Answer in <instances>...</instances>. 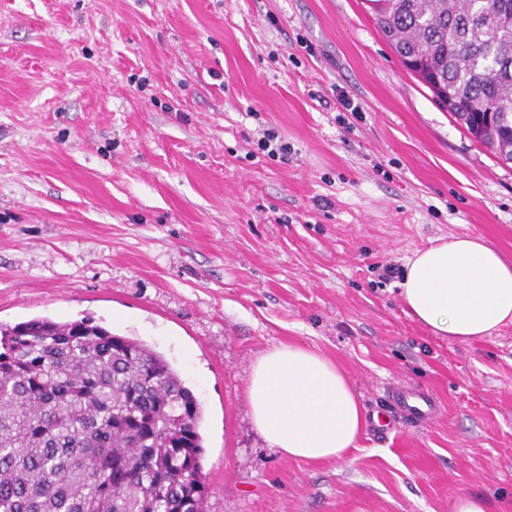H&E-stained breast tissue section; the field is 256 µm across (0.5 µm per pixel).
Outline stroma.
<instances>
[{"mask_svg": "<svg viewBox=\"0 0 512 512\" xmlns=\"http://www.w3.org/2000/svg\"><path fill=\"white\" fill-rule=\"evenodd\" d=\"M266 129L287 160L251 155ZM462 235L512 263V163L370 0H0V322L89 318L164 356L201 409L208 512H512V323L440 338L383 274ZM282 344L337 363L369 419L393 383L441 416L289 458L246 398ZM489 502L479 495H459L449 503V512H490Z\"/></svg>", "mask_w": 512, "mask_h": 512, "instance_id": "stroma-1", "label": "stroma"}]
</instances>
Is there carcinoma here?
<instances>
[{"label": "carcinoma", "mask_w": 512, "mask_h": 512, "mask_svg": "<svg viewBox=\"0 0 512 512\" xmlns=\"http://www.w3.org/2000/svg\"><path fill=\"white\" fill-rule=\"evenodd\" d=\"M404 66L512 156V0H371ZM201 411L170 363L88 319L0 323V512H207Z\"/></svg>", "instance_id": "obj_1"}]
</instances>
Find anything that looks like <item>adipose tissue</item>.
<instances>
[{
  "label": "adipose tissue",
  "mask_w": 512,
  "mask_h": 512,
  "mask_svg": "<svg viewBox=\"0 0 512 512\" xmlns=\"http://www.w3.org/2000/svg\"><path fill=\"white\" fill-rule=\"evenodd\" d=\"M399 287L408 314L444 338L481 339L512 323V265L478 236L439 239L416 252ZM247 400L268 445L293 459H342L365 423L344 371L296 344L254 363Z\"/></svg>",
  "instance_id": "obj_1"
}]
</instances>
